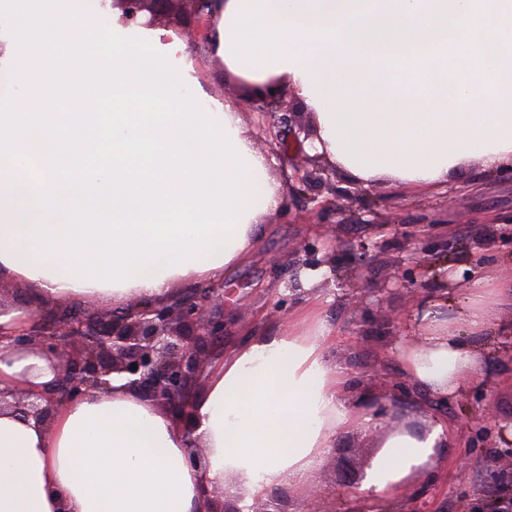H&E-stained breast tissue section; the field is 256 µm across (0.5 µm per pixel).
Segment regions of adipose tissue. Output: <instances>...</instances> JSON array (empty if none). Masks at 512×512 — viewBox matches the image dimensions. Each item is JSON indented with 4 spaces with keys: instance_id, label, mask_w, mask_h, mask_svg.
Returning a JSON list of instances; mask_svg holds the SVG:
<instances>
[{
    "instance_id": "1",
    "label": "adipose tissue",
    "mask_w": 512,
    "mask_h": 512,
    "mask_svg": "<svg viewBox=\"0 0 512 512\" xmlns=\"http://www.w3.org/2000/svg\"><path fill=\"white\" fill-rule=\"evenodd\" d=\"M210 50L246 81L280 78L312 113L316 150L364 184L422 189L467 161L512 165V0H216ZM88 0H0V271L37 297L163 300L244 262L280 209L275 159L233 100L208 95L164 28L100 16ZM466 62L480 85L456 73ZM472 277L452 303L423 298L392 351L436 396L477 376L470 334L497 315ZM310 294L275 335L214 360L196 397L206 464L171 417L113 378L51 428L0 414V512H202L203 489L245 504L309 483L338 430L363 422L332 356L335 328ZM0 346V385L53 379ZM382 431L361 496L381 512L447 442Z\"/></svg>"
}]
</instances>
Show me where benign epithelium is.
Returning <instances> with one entry per match:
<instances>
[{
  "mask_svg": "<svg viewBox=\"0 0 512 512\" xmlns=\"http://www.w3.org/2000/svg\"><path fill=\"white\" fill-rule=\"evenodd\" d=\"M126 22L142 20L146 27H169L185 31L188 42L209 44L214 30L213 15L201 6V0H112ZM279 84L272 79L264 88L251 87L256 106L275 112L297 114L299 102L291 93L276 95L269 88ZM294 191L305 192L316 184L328 182L323 154L306 156L298 167ZM25 325L0 330V340L20 354L36 353L53 361L55 378L44 389L18 391L0 388V410H10L26 421L48 429L56 409L74 403L92 391L111 390L109 377L124 375L127 387L144 396L173 418L189 441L190 465L202 466L204 455L193 438L191 400L203 383L208 361L218 352V340L224 336V283L214 281L204 288L182 290L162 301H133L119 309L106 304L97 307L79 302H39L28 309ZM137 369H131V366ZM408 396V384L392 383L376 375L375 382L362 389L355 405L375 420H382L396 402ZM335 479L340 487L336 512L345 496L357 492L370 458L358 462L352 449H331ZM496 455L504 467L498 472L503 486L491 506H477L471 512H512V448H501ZM239 492L227 486L224 493L204 490V512H241Z\"/></svg>",
  "mask_w": 512,
  "mask_h": 512,
  "instance_id": "benign-epithelium-1",
  "label": "benign epithelium"
}]
</instances>
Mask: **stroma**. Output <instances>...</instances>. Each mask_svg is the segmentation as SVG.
I'll use <instances>...</instances> for the list:
<instances>
[{"instance_id":"35a3bbf8","label":"stroma","mask_w":512,"mask_h":512,"mask_svg":"<svg viewBox=\"0 0 512 512\" xmlns=\"http://www.w3.org/2000/svg\"><path fill=\"white\" fill-rule=\"evenodd\" d=\"M187 60L209 95L241 100L243 123L257 146L268 148L259 128L261 120L235 73L219 57L198 49L188 50ZM277 149L280 157L273 175L285 188L284 205L263 217L262 237L249 258L223 272L225 348L244 342L247 333L279 327V319L268 313L272 299L292 293L304 300L307 292L297 287L292 269L304 259L303 246L308 242L333 256L332 266L317 272V289L324 298V315L336 328L332 355L356 391L377 364L384 366L391 380H404L390 349L405 322L426 294L450 282L463 287L473 257H483L499 279L512 281V174L508 171L488 173L478 163L466 162L447 182L412 192L386 183L366 187L339 169L332 177L335 190L317 188L310 200L287 189L303 146L283 135ZM431 231L441 239L440 252L416 262L411 238ZM362 240L376 242L378 248L360 265L353 259L352 247ZM396 260L413 270L418 290L394 276L391 264ZM472 341L482 350L484 364L470 386L432 412L422 390H414L405 402L412 419L423 423L435 416L447 425L448 446L441 449L432 468L407 479L401 494L447 502V512H469L500 493L493 450L512 442V349L499 335L478 333ZM488 410L495 421L487 426L482 418Z\"/></svg>"}]
</instances>
